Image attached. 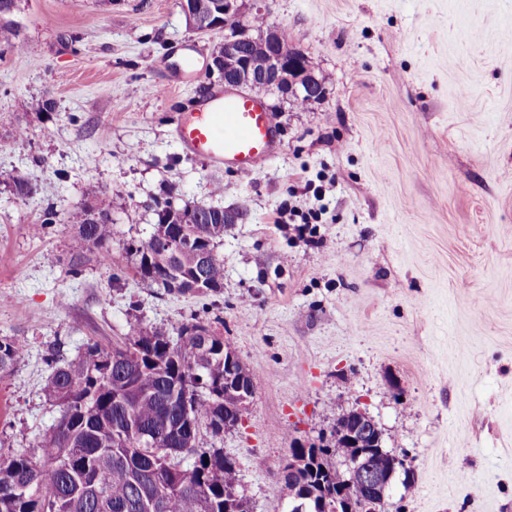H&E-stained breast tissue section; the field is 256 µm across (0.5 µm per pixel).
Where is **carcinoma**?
<instances>
[{"label":"carcinoma","instance_id":"obj_1","mask_svg":"<svg viewBox=\"0 0 512 512\" xmlns=\"http://www.w3.org/2000/svg\"><path fill=\"white\" fill-rule=\"evenodd\" d=\"M0 47L20 57L22 44L11 29L0 28ZM171 198L154 201L155 224L149 238L132 248L136 272L148 261L167 253L172 268L181 274L197 273L213 285L224 287V261L217 249L224 241V208L209 206L196 224H185V236L202 234L204 248L212 254L206 263L198 260L196 245L179 251L169 249L162 234ZM77 226L70 250L76 259L96 253L99 263L110 265L112 240V194L98 191L91 204L71 211ZM168 294L190 291L180 280L173 286L169 275L156 271L148 283ZM182 324L177 337L149 331L131 323L124 348L89 346L79 358L55 368L46 379L43 394L58 408L53 426L39 437L36 452H17L0 457V512H97L95 494L112 506L110 512H155L152 500L160 495L162 512H224V493L240 488L239 470L224 463L221 448H201L178 458L155 453L169 448L183 419L182 397L186 386L198 395L191 406L196 428L212 427V419L224 413V337L211 334L208 342L187 336ZM23 342L0 337V373L23 360ZM148 428L158 440L155 447L141 446L138 432ZM328 483L345 490L350 512H360L366 489L345 485L341 466L322 462ZM191 486L181 487L182 477ZM288 512H318V501L290 498Z\"/></svg>","mask_w":512,"mask_h":512}]
</instances>
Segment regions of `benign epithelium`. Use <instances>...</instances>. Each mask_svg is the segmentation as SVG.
<instances>
[{
    "label": "benign epithelium",
    "mask_w": 512,
    "mask_h": 512,
    "mask_svg": "<svg viewBox=\"0 0 512 512\" xmlns=\"http://www.w3.org/2000/svg\"><path fill=\"white\" fill-rule=\"evenodd\" d=\"M212 8L218 17L206 32L221 30L235 23L238 13L236 0H217ZM281 38L280 29L274 25L265 33L255 36L244 24L236 23L231 33L224 37V86L235 89H262L276 92L284 99H307L319 102L326 96V88L314 73L309 59L288 60L275 53ZM224 421L214 429L222 432L237 426L254 395L250 377L240 370L241 361L229 348L224 349ZM336 432L344 438V445L356 449L352 456L342 460L347 482L361 483L369 490V498L362 504L361 512H386L389 508V484L400 471H407L406 460L385 454L386 469L367 464V451L380 429L375 420L361 410H352L336 421ZM308 463V449L296 448L284 461L280 479L284 482L301 474Z\"/></svg>",
    "instance_id": "7a95c632"
}]
</instances>
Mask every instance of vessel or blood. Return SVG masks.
<instances>
[{"instance_id":"obj_1","label":"vessel or blood","mask_w":512,"mask_h":512,"mask_svg":"<svg viewBox=\"0 0 512 512\" xmlns=\"http://www.w3.org/2000/svg\"><path fill=\"white\" fill-rule=\"evenodd\" d=\"M176 137L189 156L250 173L275 154L278 127L262 98L224 89L204 95L193 112L180 115Z\"/></svg>"}]
</instances>
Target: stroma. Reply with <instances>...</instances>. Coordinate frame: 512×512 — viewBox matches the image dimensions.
<instances>
[{"label": "stroma", "instance_id": "35a3bbf8", "mask_svg": "<svg viewBox=\"0 0 512 512\" xmlns=\"http://www.w3.org/2000/svg\"><path fill=\"white\" fill-rule=\"evenodd\" d=\"M237 3L242 23L284 29L326 88L305 108L266 95L280 148L249 174L174 140L176 114L224 87L208 68L223 32L191 31L179 0L0 12L25 49L0 52V336L27 349L0 375V456L53 425L55 367L131 322L169 336L199 322L255 386L243 421L199 442L238 461L250 512H282V461L330 444L354 409L414 473L391 512H512V0ZM102 189L112 264L74 265L69 213ZM171 192L246 215L224 227L218 294L135 274L131 246ZM294 207L321 223H278Z\"/></svg>", "mask_w": 512, "mask_h": 512}]
</instances>
